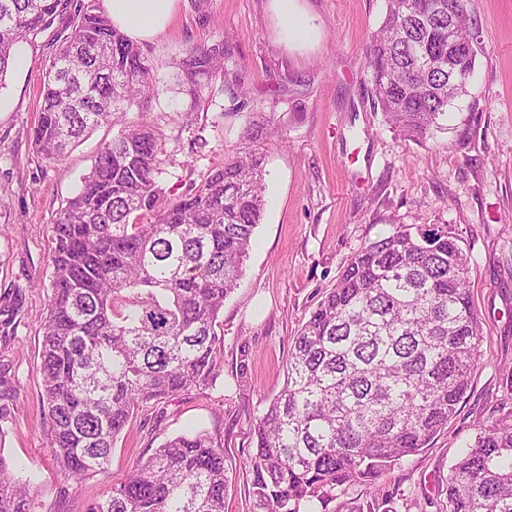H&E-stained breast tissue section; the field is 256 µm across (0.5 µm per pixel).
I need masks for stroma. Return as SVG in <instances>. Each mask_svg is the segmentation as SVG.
Segmentation results:
<instances>
[{
	"label": "stroma",
	"instance_id": "35a3bbf8",
	"mask_svg": "<svg viewBox=\"0 0 512 512\" xmlns=\"http://www.w3.org/2000/svg\"><path fill=\"white\" fill-rule=\"evenodd\" d=\"M176 0L166 28L140 47L161 88L149 121L161 133L160 179L169 197L197 186L244 151L253 122L278 135L264 153L266 206L255 245L220 316L224 344L213 386L147 405L116 442L109 466L65 480L47 446L41 401L42 324L51 290L52 224L118 126L97 128L65 158L36 153L44 65L67 23L25 43L0 97V398L10 431L0 451L35 479L37 512H87L108 499L135 460L166 439L206 431L224 446L225 512H254L247 460L265 406L284 383L301 324L350 257L397 224L446 225L470 257V289L486 340L471 385L428 448L327 502L341 512L369 492L385 512H448L452 460L479 423L512 410V0H472L477 32L467 92L448 120L418 139L374 103L366 48L387 0ZM202 45L224 53V73L187 111L174 57ZM21 293L17 315L5 313Z\"/></svg>",
	"mask_w": 512,
	"mask_h": 512
}]
</instances>
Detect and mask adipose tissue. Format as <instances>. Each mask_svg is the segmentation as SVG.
Listing matches in <instances>:
<instances>
[{
	"mask_svg": "<svg viewBox=\"0 0 512 512\" xmlns=\"http://www.w3.org/2000/svg\"><path fill=\"white\" fill-rule=\"evenodd\" d=\"M176 0H104L115 27L131 39H149L171 19Z\"/></svg>",
	"mask_w": 512,
	"mask_h": 512,
	"instance_id": "1",
	"label": "adipose tissue"
}]
</instances>
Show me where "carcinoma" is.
<instances>
[{
	"label": "carcinoma",
	"mask_w": 512,
	"mask_h": 512,
	"mask_svg": "<svg viewBox=\"0 0 512 512\" xmlns=\"http://www.w3.org/2000/svg\"><path fill=\"white\" fill-rule=\"evenodd\" d=\"M70 11L72 30L44 72L36 151L59 160L140 110L53 224L42 404L57 467L80 480L107 466L138 408L216 382L218 318L243 275L266 186L262 157L249 151L168 197L162 135L146 112L159 92L153 68L96 0H0V87L16 46ZM453 39H476L471 15ZM474 64L475 53L448 48V0H387L368 67L391 124L426 137L466 92ZM173 67L194 112L224 74V54L195 46ZM468 272L446 225H398L351 256L293 338L284 385L256 422V512H319L337 488L375 484L447 428L484 342ZM225 492L224 448L198 431L137 459L88 512H225ZM35 505L33 484L0 453V512ZM448 512H512V411L477 428L455 458Z\"/></svg>",
	"instance_id": "1"
}]
</instances>
